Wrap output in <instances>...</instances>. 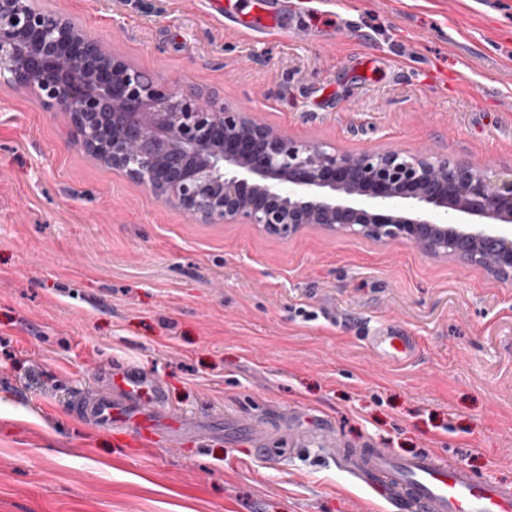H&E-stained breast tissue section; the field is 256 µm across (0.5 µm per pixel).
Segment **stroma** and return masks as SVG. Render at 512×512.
Returning <instances> with one entry per match:
<instances>
[{
  "mask_svg": "<svg viewBox=\"0 0 512 512\" xmlns=\"http://www.w3.org/2000/svg\"><path fill=\"white\" fill-rule=\"evenodd\" d=\"M159 83L328 149L512 168V0H276L253 38L203 0H34ZM370 336H409L377 362ZM178 413L310 438L281 465L126 448L71 399L114 364ZM438 448L512 480V277L320 226L192 220L0 84V512H396L328 445Z\"/></svg>",
  "mask_w": 512,
  "mask_h": 512,
  "instance_id": "1",
  "label": "stroma"
}]
</instances>
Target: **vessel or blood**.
<instances>
[{
	"label": "vessel or blood",
	"mask_w": 512,
	"mask_h": 512,
	"mask_svg": "<svg viewBox=\"0 0 512 512\" xmlns=\"http://www.w3.org/2000/svg\"><path fill=\"white\" fill-rule=\"evenodd\" d=\"M246 31L278 30L273 0H242ZM372 351L380 360L411 358L414 345L404 336H375ZM72 415L80 422L109 428L126 444L148 440L162 448L180 445L186 424L170 408L163 383L137 365L114 366L101 383L74 397ZM254 455L274 465L286 454L269 434L249 436ZM337 468L372 489L393 491L402 512H512V481L493 480L449 461L436 448L398 456L385 448H335L330 452Z\"/></svg>",
	"instance_id": "vessel-or-blood-1"
}]
</instances>
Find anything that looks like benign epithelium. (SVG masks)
Returning <instances> with one entry per match:
<instances>
[{
	"instance_id": "7a95c632",
	"label": "benign epithelium",
	"mask_w": 512,
	"mask_h": 512,
	"mask_svg": "<svg viewBox=\"0 0 512 512\" xmlns=\"http://www.w3.org/2000/svg\"><path fill=\"white\" fill-rule=\"evenodd\" d=\"M0 82L83 128L76 145L207 223L279 238L309 224L512 275V168L400 150H327L211 97L159 84L26 0H0ZM236 141L239 148L227 149Z\"/></svg>"
}]
</instances>
